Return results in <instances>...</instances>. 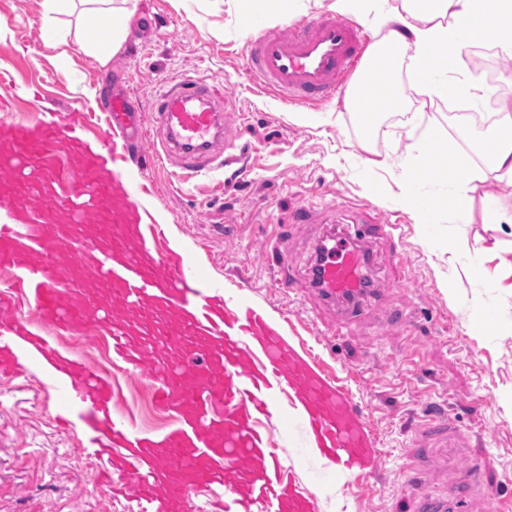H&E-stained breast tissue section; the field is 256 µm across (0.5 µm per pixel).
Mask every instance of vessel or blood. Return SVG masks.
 I'll use <instances>...</instances> for the list:
<instances>
[{
	"mask_svg": "<svg viewBox=\"0 0 512 512\" xmlns=\"http://www.w3.org/2000/svg\"><path fill=\"white\" fill-rule=\"evenodd\" d=\"M367 45L359 24L325 15L288 32L260 30L249 42L247 71L282 100L325 103L365 65ZM226 105L200 80L154 96L165 154L189 171L219 156L232 164ZM105 109L113 137L106 150L84 139L75 111L0 120V213L7 216L0 223V268L18 271L24 300L19 306L0 292V374L16 378L51 367L55 391L94 450L101 484L108 496H122L128 512H195L200 478L224 492L214 512H317L315 495L257 432L260 416L283 402L301 412L311 448L337 477L376 475L373 429L347 389L311 350L296 347L238 293L168 248L165 225L126 190L120 174L138 148L141 114L119 92ZM63 157L76 167L67 191L58 188ZM64 224L93 229L66 266L56 259ZM365 266L363 253L341 241L315 262L311 287L326 302L344 304L331 335L362 312ZM75 279L104 289L107 303L66 292ZM26 309L76 335L107 328L114 353L152 380L156 404L174 408L178 426L158 439L131 431L112 412L111 382L32 332ZM469 471L459 495L463 510L486 476L476 458Z\"/></svg>",
	"mask_w": 512,
	"mask_h": 512,
	"instance_id": "obj_1",
	"label": "vessel or blood"
}]
</instances>
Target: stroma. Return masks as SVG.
<instances>
[{
  "label": "stroma",
  "instance_id": "obj_1",
  "mask_svg": "<svg viewBox=\"0 0 512 512\" xmlns=\"http://www.w3.org/2000/svg\"><path fill=\"white\" fill-rule=\"evenodd\" d=\"M136 11L125 40L108 61L85 53L91 41L79 11L61 14L63 47L43 37L42 0H0V21L9 34L0 44V70L11 74L16 116L52 103L90 116L89 135L106 125L101 110L108 93L105 76L120 77L143 110L146 163L128 164L125 181L147 185V202L188 261L262 308L288 338H302L344 380L364 411L380 450L378 473L368 482L336 480L311 457L301 419L277 412L258 424L302 485L317 498L319 512H417L433 497L455 508L468 477L467 462L487 463L491 492H477L469 512H497L512 498V226L487 224L488 198L512 201V179L488 178L474 194L471 222L446 215L430 244H422L413 210L398 201L409 176L411 139L428 125L445 131L455 149L465 142L459 120L442 104L422 106L405 65L396 80L408 98L399 119L381 108L389 124L373 142L355 123L351 90L310 107L280 100L247 74L248 42L254 30L244 22L238 0H131ZM333 0H292L287 11L269 10L266 28L287 30L300 19L332 12ZM70 60L59 64V52ZM184 80H202L231 102L228 119L244 178L228 180L224 169L187 174L169 161L151 112L153 94ZM308 205L312 221L289 224L290 212ZM396 212L394 237H370L369 276L374 295L361 319L348 324L336 345L320 331L339 317L308 279L316 248L330 228L354 235L376 221L378 212ZM289 224L276 240L288 258L278 266L266 251L273 225ZM467 239L468 253L450 255L448 240ZM291 278L292 292L274 286ZM454 290H447V283ZM493 310L494 322L476 323L475 308ZM401 313L408 326L393 324ZM61 348L96 365L108 366L112 402L133 430L162 435L172 424L153 402L151 384L112 359L111 342L100 335L75 344L73 336L37 324ZM449 405L453 430L436 440L416 436L413 426L432 408ZM62 398L49 385L25 387L22 379L0 375V512H125L96 484L97 462L79 430L58 428ZM417 480L406 485L403 472Z\"/></svg>",
  "mask_w": 512,
  "mask_h": 512
}]
</instances>
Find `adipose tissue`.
Wrapping results in <instances>:
<instances>
[{
  "label": "adipose tissue",
  "mask_w": 512,
  "mask_h": 512,
  "mask_svg": "<svg viewBox=\"0 0 512 512\" xmlns=\"http://www.w3.org/2000/svg\"><path fill=\"white\" fill-rule=\"evenodd\" d=\"M87 23L98 37L86 45V52L107 60L119 49L133 20L132 11L110 7V0H91ZM380 0H334L340 13H359L370 19L383 37L375 44L372 56L376 66L362 78L358 88L365 96L401 110L406 95L394 81L390 65L399 57L407 58L414 87L428 97L462 95L470 102L481 99V78L463 67L462 52L481 41H490L503 52L512 53V0H399L396 7L384 11ZM494 131L478 146L485 159L487 173L512 179V102H500ZM411 156L415 167L424 158L439 156L453 172L468 167L467 157L449 148L437 127H429L414 142ZM403 203L413 206L418 215L422 241H430L442 212L470 217L472 190L462 186L445 192L437 201L422 202L413 185H405Z\"/></svg>",
  "instance_id": "ef3b65f1"
}]
</instances>
